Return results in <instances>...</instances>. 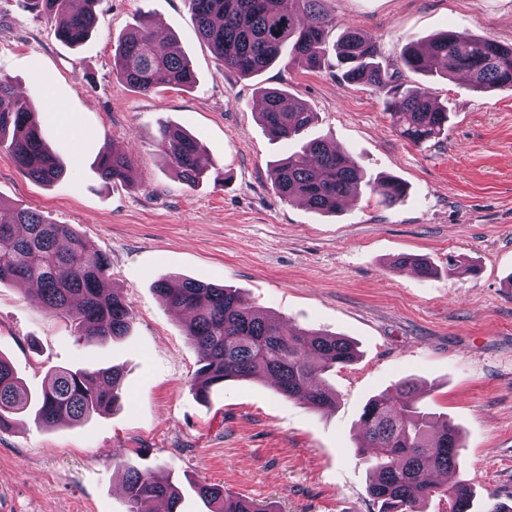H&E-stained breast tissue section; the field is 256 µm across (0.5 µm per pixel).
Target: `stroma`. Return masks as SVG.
<instances>
[{"label":"stroma","instance_id":"35a3bbf8","mask_svg":"<svg viewBox=\"0 0 512 512\" xmlns=\"http://www.w3.org/2000/svg\"><path fill=\"white\" fill-rule=\"evenodd\" d=\"M337 28L372 36L387 60L456 29L512 44V0H326ZM98 23L79 46L22 0H0V77L34 104L45 92L63 112L41 115L62 177L38 183L0 149V201L68 224L110 260L112 285L132 309L128 335L103 345L0 283V353L34 392L49 370L116 367L127 391L112 411L48 428L34 418L0 431L5 512H126L123 466L172 474L184 512H202L197 483L257 500L272 512H377L357 454L373 395L412 379L422 407L459 428L462 448L444 484L512 507V87L474 88L404 72L448 107V130L415 144L400 136L381 98L336 69L279 61L253 77L225 69L202 41L187 0H98ZM162 23L190 61L192 87L147 94L112 70L119 39L140 15ZM285 90L316 112L309 135L345 152L366 179L398 177L397 206L369 188L341 213L284 201L271 164L299 150L257 118L260 88ZM203 144L208 171L232 174L187 187L160 153L161 126ZM82 131L80 141L69 127ZM131 154L136 181L105 183L104 146ZM402 254L428 260L422 278L393 268ZM189 278L239 289L285 326L346 337L356 360L324 379L334 408L282 397L267 381H229L198 399V354L185 318L155 291Z\"/></svg>","mask_w":512,"mask_h":512}]
</instances>
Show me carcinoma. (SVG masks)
<instances>
[{
  "mask_svg": "<svg viewBox=\"0 0 512 512\" xmlns=\"http://www.w3.org/2000/svg\"><path fill=\"white\" fill-rule=\"evenodd\" d=\"M26 6L55 20V35L69 43L83 41L97 23L96 0H24ZM324 0H188L201 38L215 56L244 76L257 75L288 53L292 61L312 68L336 54V69L353 84H364L384 97L400 134L414 143L439 137L448 128V106L428 91L406 88L402 70L436 73L447 78L469 77L480 90L512 87V45L492 38L448 30L425 48L407 45L399 61L381 56L376 41L346 29L337 44L328 45L333 24ZM116 76L142 93L161 87L195 83L185 57L155 39L151 20L141 16L122 37L114 55ZM258 119L274 139L298 140L317 115L303 102L285 103V91L264 88ZM40 109L29 97L0 80V148L16 167L41 183L56 181L61 169L46 146ZM158 148L188 186L206 175L199 164L201 144L186 132L163 125ZM97 172L108 183H125L134 175L130 158L104 150ZM277 193L289 202L322 213H338L343 202L359 196L362 173L349 157L323 140L303 143L272 167ZM371 194L387 206L406 196V186L387 175L367 183ZM393 266L409 268L422 277L435 274L424 258L404 254ZM107 257L90 249L67 224H55L39 212L6 208L0 203V282L33 286L30 298L51 314L68 320L79 339L105 344L125 336L133 315L124 298L109 288ZM160 299L190 315L186 335L199 357L194 388L202 397L228 381L272 378L281 396L302 401L316 410L335 405L336 395L323 375L357 358L345 337L303 328H285L276 317L263 314L239 290L191 279L162 280ZM123 394L122 376L114 367L50 370L41 392H31L0 356V429L33 413L44 426L76 425L94 414L111 411ZM417 383L406 381L371 398L361 423L367 444L358 454L372 473L369 493L378 512H422L420 504L438 493L448 512H471L472 488L457 482L446 488L422 481L424 472L456 468L462 448L458 430L418 406ZM128 512H145L144 505L162 499L166 512H181L183 493L172 477L134 467L124 470ZM208 512H272L259 502L224 493L207 483L195 487Z\"/></svg>",
  "mask_w": 512,
  "mask_h": 512,
  "instance_id": "1",
  "label": "carcinoma"
}]
</instances>
